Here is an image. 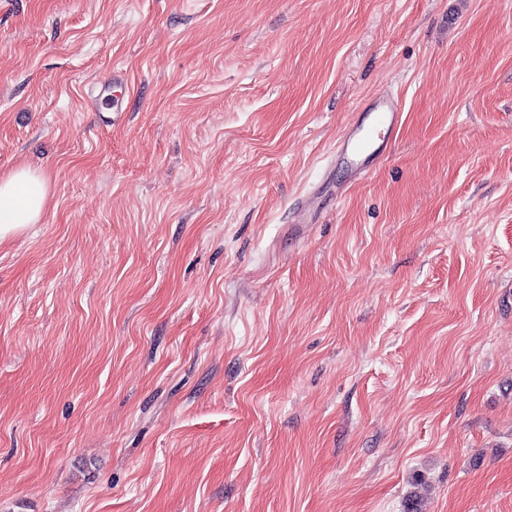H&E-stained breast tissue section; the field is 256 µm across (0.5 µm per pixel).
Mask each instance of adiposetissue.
Here are the masks:
<instances>
[{"label":"adipose tissue","instance_id":"ef3b65f1","mask_svg":"<svg viewBox=\"0 0 512 512\" xmlns=\"http://www.w3.org/2000/svg\"><path fill=\"white\" fill-rule=\"evenodd\" d=\"M49 198L47 179L30 168L21 167L0 176V241L38 223Z\"/></svg>","mask_w":512,"mask_h":512}]
</instances>
